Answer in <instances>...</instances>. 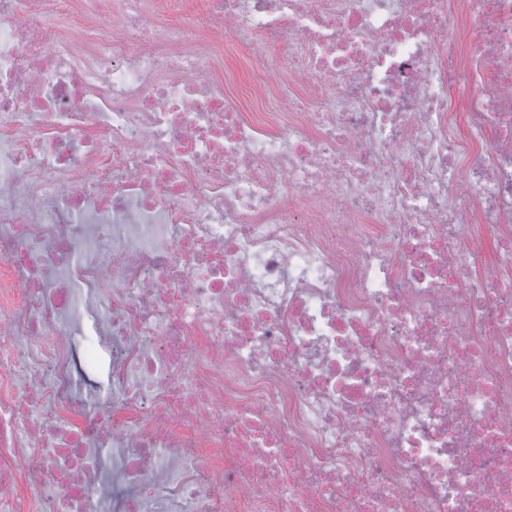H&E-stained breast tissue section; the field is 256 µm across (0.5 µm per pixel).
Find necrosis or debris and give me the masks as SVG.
<instances>
[{
  "label": "necrosis or debris",
  "mask_w": 512,
  "mask_h": 512,
  "mask_svg": "<svg viewBox=\"0 0 512 512\" xmlns=\"http://www.w3.org/2000/svg\"><path fill=\"white\" fill-rule=\"evenodd\" d=\"M61 14L0 0V512H512V0ZM76 6L72 14L68 15V27L75 37H81L84 30L92 26L95 21V16L92 10L95 7L96 0H74ZM210 64L214 71L223 74L224 82L228 81L230 87L244 95V101L248 108L253 107V100L247 95L250 85V74L247 61L242 54H237L231 48H224V54L214 57Z\"/></svg>",
  "instance_id": "necrosis-or-debris-1"
}]
</instances>
